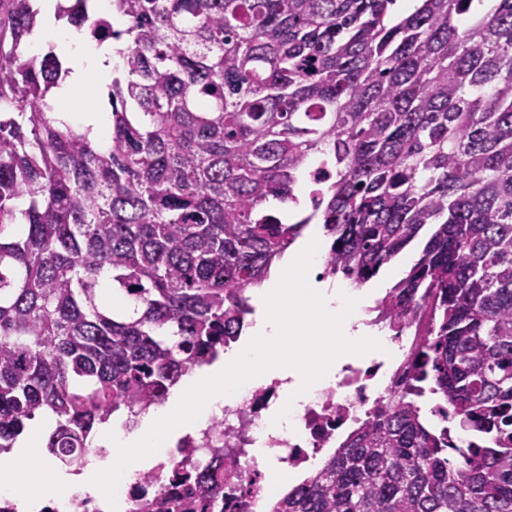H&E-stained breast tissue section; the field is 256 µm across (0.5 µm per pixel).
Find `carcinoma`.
<instances>
[{
  "instance_id": "carcinoma-1",
  "label": "carcinoma",
  "mask_w": 512,
  "mask_h": 512,
  "mask_svg": "<svg viewBox=\"0 0 512 512\" xmlns=\"http://www.w3.org/2000/svg\"><path fill=\"white\" fill-rule=\"evenodd\" d=\"M61 0L119 64L105 144L52 117L71 69L24 57L34 0H0V452L36 416L67 467L241 335L248 290L316 220L357 285L420 238L385 297L426 301L412 387L275 512H512V0ZM321 167L311 212L288 203ZM27 207L18 209V202ZM223 461L176 477L212 496Z\"/></svg>"
}]
</instances>
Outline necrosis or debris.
<instances>
[{
  "instance_id": "4bbe7bcc",
  "label": "necrosis or debris",
  "mask_w": 512,
  "mask_h": 512,
  "mask_svg": "<svg viewBox=\"0 0 512 512\" xmlns=\"http://www.w3.org/2000/svg\"><path fill=\"white\" fill-rule=\"evenodd\" d=\"M368 316V326L384 338L382 350L343 364L334 381L316 388L286 428L272 426L285 404L279 381L248 383L235 405L212 413L202 428L179 436L173 450L121 479L116 509L106 507L104 495L94 487L65 499L43 496L32 512H188L200 489L190 481H175L174 475L193 463L211 461L218 448L224 455V512H272V469L285 465L296 473L318 471L324 454L346 446L385 412L416 372L426 315L393 319L379 301Z\"/></svg>"
}]
</instances>
